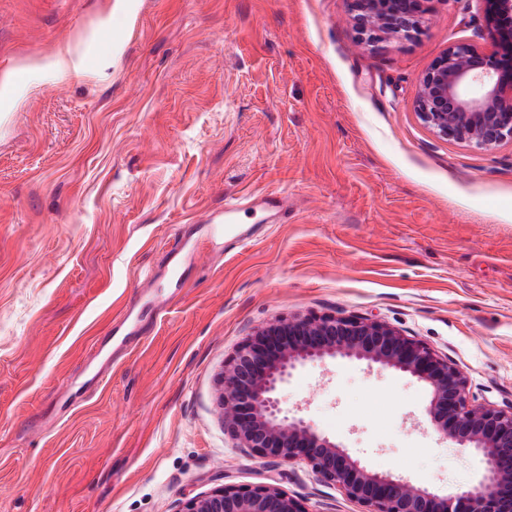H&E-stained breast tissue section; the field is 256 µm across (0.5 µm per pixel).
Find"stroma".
<instances>
[{
  "mask_svg": "<svg viewBox=\"0 0 512 512\" xmlns=\"http://www.w3.org/2000/svg\"><path fill=\"white\" fill-rule=\"evenodd\" d=\"M424 28L363 47L348 0H0V77L88 39L84 72L31 77L0 111V512H178L262 482L360 512L224 429V360L279 319L383 320L472 404L512 408V141L424 125L418 79L483 45L479 4L432 0ZM266 194L285 218L246 207ZM235 198L228 249L213 218ZM427 397L347 360L281 391L375 471L452 494L483 458L433 430Z\"/></svg>",
  "mask_w": 512,
  "mask_h": 512,
  "instance_id": "35a3bbf8",
  "label": "stroma"
}]
</instances>
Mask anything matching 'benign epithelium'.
Wrapping results in <instances>:
<instances>
[{
	"instance_id": "7a95c632",
	"label": "benign epithelium",
	"mask_w": 512,
	"mask_h": 512,
	"mask_svg": "<svg viewBox=\"0 0 512 512\" xmlns=\"http://www.w3.org/2000/svg\"><path fill=\"white\" fill-rule=\"evenodd\" d=\"M358 42L415 38L429 0H349ZM486 44L450 43L419 79L415 111L438 137L488 150L512 140V0H478ZM365 361L414 378L428 392L437 432L478 451L484 473L440 495L353 457L314 423L281 406L279 393L308 365ZM224 428L259 459L304 462L361 512H512V410L473 406L466 376L448 358L388 323L357 315L277 320L249 336L216 380ZM179 512H310L276 484L224 485L182 502Z\"/></svg>"
}]
</instances>
